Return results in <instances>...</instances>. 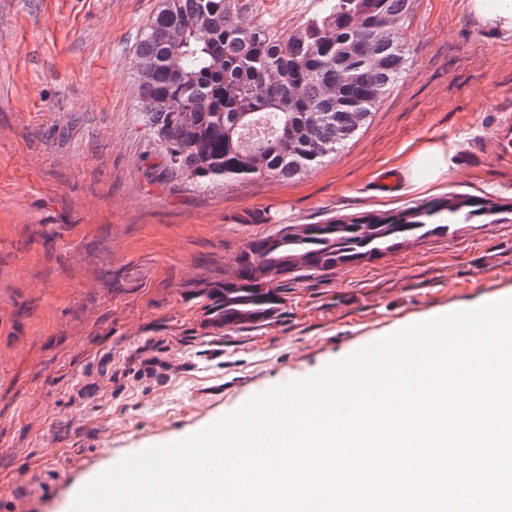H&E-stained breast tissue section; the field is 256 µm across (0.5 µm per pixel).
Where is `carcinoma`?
Here are the masks:
<instances>
[{"label": "carcinoma", "instance_id": "carcinoma-1", "mask_svg": "<svg viewBox=\"0 0 512 512\" xmlns=\"http://www.w3.org/2000/svg\"><path fill=\"white\" fill-rule=\"evenodd\" d=\"M412 0H324L293 32L242 19L238 0H161L135 56L144 120L166 168L202 186L256 176L300 177L342 150L371 119L407 62L400 36ZM359 40L363 53L354 51ZM501 208L465 195L321 224H287L251 240L205 296L224 325L262 324L301 270L332 271L445 236L459 222L499 221Z\"/></svg>", "mask_w": 512, "mask_h": 512}]
</instances>
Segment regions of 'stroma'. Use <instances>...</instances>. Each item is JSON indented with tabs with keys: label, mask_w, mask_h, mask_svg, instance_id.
Here are the masks:
<instances>
[{
	"label": "stroma",
	"mask_w": 512,
	"mask_h": 512,
	"mask_svg": "<svg viewBox=\"0 0 512 512\" xmlns=\"http://www.w3.org/2000/svg\"><path fill=\"white\" fill-rule=\"evenodd\" d=\"M294 30L320 0H240ZM160 0H0V512H67L124 457L167 446L284 380L414 324L512 298V214L319 275L264 324L217 327L202 295L252 239L381 212L375 180L435 138L449 193L512 204V29L469 0H413L408 64L335 159L200 187L168 171L133 68Z\"/></svg>",
	"instance_id": "obj_1"
}]
</instances>
